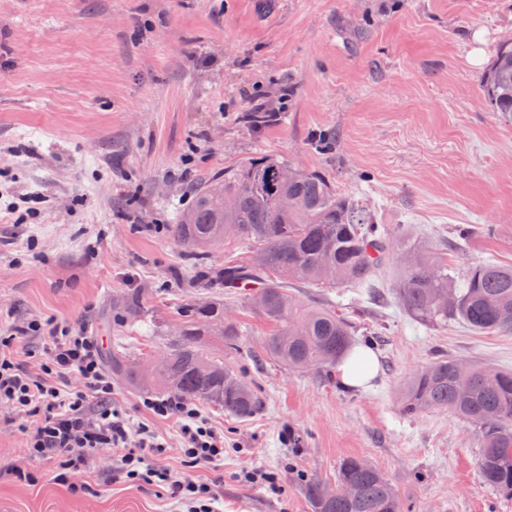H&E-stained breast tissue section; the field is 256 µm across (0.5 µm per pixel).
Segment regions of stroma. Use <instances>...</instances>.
<instances>
[{
    "instance_id": "1",
    "label": "stroma",
    "mask_w": 512,
    "mask_h": 512,
    "mask_svg": "<svg viewBox=\"0 0 512 512\" xmlns=\"http://www.w3.org/2000/svg\"><path fill=\"white\" fill-rule=\"evenodd\" d=\"M510 37L512 0H0V313L82 328L102 360L148 377L185 307L223 305L237 344L207 336L203 348L261 400L246 420L201 404L224 431L223 462L185 471L178 424L150 420L148 390L112 378L131 423L166 440L159 464L216 485L218 512H311L302 476L335 488L348 457L379 469L404 512H512L481 480L473 427L399 405L440 353L512 370V335L419 324L352 286L292 289L296 303L346 316L355 341L376 333L375 379L346 389L268 358L273 326L244 290L200 280L201 266L252 255L249 243L227 241L201 263L166 231L192 189L266 153L329 176L457 271L512 264V120L481 88ZM256 101L277 121L243 123ZM325 132L330 153L311 143ZM460 224L464 246L444 251ZM9 415L0 407V512H185L117 476L110 448L81 475L94 494H71ZM255 469L279 472L282 496L240 481Z\"/></svg>"
}]
</instances>
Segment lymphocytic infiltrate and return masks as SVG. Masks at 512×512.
Listing matches in <instances>:
<instances>
[{"label":"lymphocytic infiltrate","mask_w":512,"mask_h":512,"mask_svg":"<svg viewBox=\"0 0 512 512\" xmlns=\"http://www.w3.org/2000/svg\"><path fill=\"white\" fill-rule=\"evenodd\" d=\"M27 330L44 344L38 376L23 371L11 353L15 340ZM75 375L79 385H69ZM112 391L101 371L97 346L82 329L33 322L24 329L10 327L0 336V405H7L25 425L30 455L53 463L57 484L76 495L91 493L92 485L78 475L97 449L113 448L118 475L163 489L187 512H216L218 496L209 483L176 477L155 464V457L166 451V441L149 425H131L114 403ZM143 405L151 417L178 423L185 467L223 460V430L204 419L194 403L182 397H149Z\"/></svg>","instance_id":"f902f5d3"}]
</instances>
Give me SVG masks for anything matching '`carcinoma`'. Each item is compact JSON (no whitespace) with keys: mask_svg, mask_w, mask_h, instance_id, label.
I'll use <instances>...</instances> for the list:
<instances>
[{"mask_svg":"<svg viewBox=\"0 0 512 512\" xmlns=\"http://www.w3.org/2000/svg\"><path fill=\"white\" fill-rule=\"evenodd\" d=\"M481 87L492 111L512 115V42L500 45ZM276 117L255 111L243 119L257 128ZM227 195L236 201L231 209L224 207ZM282 196L289 200L286 210L277 205ZM169 232L197 260L230 235L258 247L263 266L229 260L212 284H260L249 300L260 299L256 309L274 325L265 352L293 371L328 370L353 357V330L343 315L296 304L288 284L363 285L395 256L400 269L391 296L409 316L432 326L459 320L477 332L512 335V264H476L459 281L447 262L394 238L359 199L337 192L328 177L284 157L258 155L210 177L195 190L192 203L176 211ZM184 313L179 338L151 384L236 418L251 417L261 405L253 386L205 353L201 343L206 326L218 324L224 343L234 346L238 327L224 320L219 304L188 306ZM457 364L458 359L440 354L410 377L402 391V412L446 410L474 426L481 438L477 468L483 483L512 498V370L470 363L461 372ZM344 482L357 487L355 498L328 494L316 478L304 480L312 512H403L391 484L362 460L342 462L338 483Z\"/></svg>","mask_w":512,"mask_h":512,"instance_id":"carcinoma-1","label":"carcinoma"}]
</instances>
